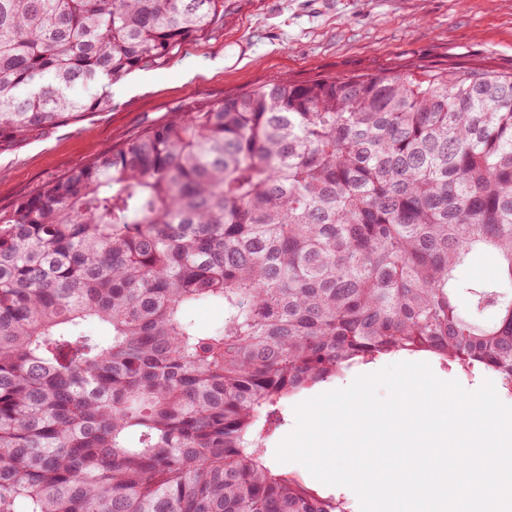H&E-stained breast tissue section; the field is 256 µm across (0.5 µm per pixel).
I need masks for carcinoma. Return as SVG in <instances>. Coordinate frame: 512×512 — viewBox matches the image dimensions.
Segmentation results:
<instances>
[{
    "mask_svg": "<svg viewBox=\"0 0 512 512\" xmlns=\"http://www.w3.org/2000/svg\"><path fill=\"white\" fill-rule=\"evenodd\" d=\"M250 2L0 0V141L109 109ZM421 353L512 384V74L199 101L0 210V512H348L268 464L280 411ZM192 319L201 329L220 325L224 320L223 308L215 304H202L191 312ZM420 356H405V355H392V356H385L381 359H378L377 361L362 365L358 368H355L354 370L348 372L344 376L336 377L334 379H331L328 382H323L312 389L306 390L300 395L294 397L291 399L288 404H286L283 408V416L284 421L281 426L276 430L273 438L270 440V442L267 445V458L276 463L277 465H283L288 468L289 471H293L296 474L300 475L308 487L312 488L315 491H318L320 495L322 496H332L335 498H341L348 502L349 510L351 512H361L360 502L356 494L353 492V498H348L345 496H336L335 493L329 492L325 490L322 486H320L318 483L312 480L310 472L301 464L296 462H287V463H281L278 462L275 458V453L278 445L283 441V439L292 432L296 425V416L294 412V407L298 405L299 403L310 399L312 397H315L317 395H320L322 393H326L332 390L336 389H343L348 387L353 380L361 374H370L375 373L383 369L384 367L400 363L402 361H408V360H414L419 358Z\"/></svg>",
    "mask_w": 512,
    "mask_h": 512,
    "instance_id": "1",
    "label": "carcinoma"
}]
</instances>
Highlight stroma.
<instances>
[{"instance_id":"stroma-1","label":"stroma","mask_w":512,"mask_h":512,"mask_svg":"<svg viewBox=\"0 0 512 512\" xmlns=\"http://www.w3.org/2000/svg\"><path fill=\"white\" fill-rule=\"evenodd\" d=\"M451 63L512 72V0H251L207 42L111 88L112 106L0 143V208L197 100L285 76L401 72Z\"/></svg>"}]
</instances>
